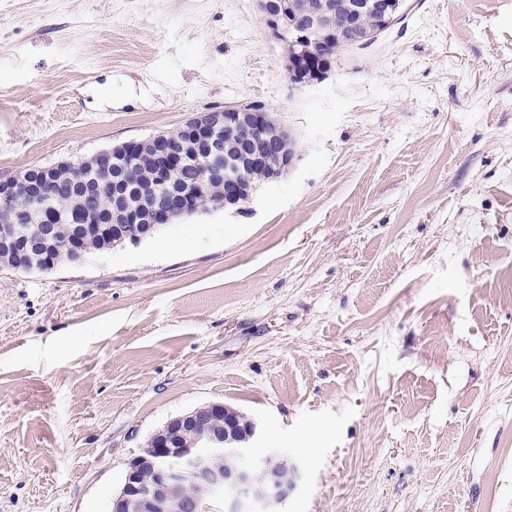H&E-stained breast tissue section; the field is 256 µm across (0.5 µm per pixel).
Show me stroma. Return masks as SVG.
I'll list each match as a JSON object with an SVG mask.
<instances>
[{
	"label": "stroma",
	"instance_id": "obj_1",
	"mask_svg": "<svg viewBox=\"0 0 512 512\" xmlns=\"http://www.w3.org/2000/svg\"><path fill=\"white\" fill-rule=\"evenodd\" d=\"M291 83L257 0H0V180L256 106L296 159L240 212L0 271V512H109L221 402L276 512H512V0H406Z\"/></svg>",
	"mask_w": 512,
	"mask_h": 512
}]
</instances>
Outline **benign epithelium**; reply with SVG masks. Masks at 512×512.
I'll return each mask as SVG.
<instances>
[{
    "mask_svg": "<svg viewBox=\"0 0 512 512\" xmlns=\"http://www.w3.org/2000/svg\"><path fill=\"white\" fill-rule=\"evenodd\" d=\"M394 2L348 0L336 5L329 0L307 9L304 25L289 28L282 27L279 20L284 13L296 14L292 0H262V11L272 37L280 40L293 34L301 45L324 37L338 10L351 19L347 35L362 40L368 37V31L358 23V18L372 12L381 22H388ZM181 132L184 137L176 143L162 133L102 150L86 161L88 165L115 170L118 159L128 153L152 154L159 192L149 205L150 216L146 218L117 207L108 221L59 210L47 218H36L30 211L18 209L25 198L45 196L56 170L54 166L39 169L36 178L27 171L16 179L0 181V213L10 211L15 217L0 225V252L13 256L16 269L25 274L46 272L56 266V259L46 256V263L39 265L30 258L35 251L46 254L57 249V224L73 226L63 252L69 262L80 263L89 252V236L105 240L113 247L132 238L139 243L157 229L210 204L228 210L238 206L249 196L243 185L249 180V167L257 164L260 157L246 152L224 153L226 138L246 146L259 136L277 148L279 162L270 173L272 178L293 164L292 148L286 145L281 130L267 126L260 112L230 106L199 112L183 123ZM188 154L197 158L204 169L201 186L182 191L168 189L173 170ZM218 179L224 181V196L215 200L209 196V185ZM261 438V429L254 419L219 402L178 415L151 436L142 454L127 462L110 512H213L221 503L222 512H270L271 505L284 502L296 490L302 470L276 449L262 458L255 457L252 445ZM147 471L151 473L149 480L144 479Z\"/></svg>",
    "mask_w": 512,
    "mask_h": 512,
    "instance_id": "benign-epithelium-1",
    "label": "benign epithelium"
}]
</instances>
